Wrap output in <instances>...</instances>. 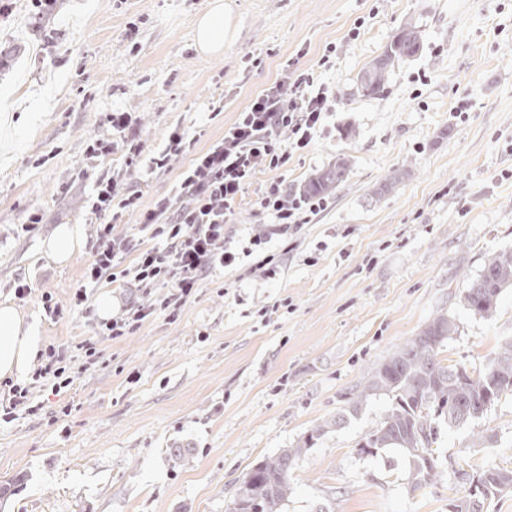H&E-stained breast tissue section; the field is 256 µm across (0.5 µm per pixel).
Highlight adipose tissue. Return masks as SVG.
Returning a JSON list of instances; mask_svg holds the SVG:
<instances>
[{"instance_id":"1","label":"adipose tissue","mask_w":512,"mask_h":512,"mask_svg":"<svg viewBox=\"0 0 512 512\" xmlns=\"http://www.w3.org/2000/svg\"><path fill=\"white\" fill-rule=\"evenodd\" d=\"M238 24L228 0H213L197 21L196 44L206 53L223 52L226 43L236 39ZM41 343L33 323L13 303L0 302V379L22 376Z\"/></svg>"}]
</instances>
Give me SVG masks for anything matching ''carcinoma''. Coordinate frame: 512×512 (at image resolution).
I'll return each instance as SVG.
<instances>
[{
	"label": "carcinoma",
	"mask_w": 512,
	"mask_h": 512,
	"mask_svg": "<svg viewBox=\"0 0 512 512\" xmlns=\"http://www.w3.org/2000/svg\"><path fill=\"white\" fill-rule=\"evenodd\" d=\"M422 35L407 24L384 50L367 64L357 78V91L372 99L385 90L396 65L418 54ZM350 162L339 158L313 175L303 191L328 195L343 183ZM512 288V250L492 254L463 294V304L473 315L490 317L502 294ZM456 319L445 313L429 320L420 332L373 369L363 386L352 393L349 409L332 422L312 428L294 446L265 457L251 466L238 484L231 512H282L292 493L291 473L297 462L314 447L326 429L361 410L369 398L385 395L390 406L381 426L369 433L360 447L374 452L397 450L407 460V489L411 492L437 481V457L432 445L440 428L463 427L488 411L485 401L512 393V338L505 340L494 361L479 372L438 359L448 340L458 333ZM463 373H458V370ZM490 488V498L467 495L455 504L456 512H483L490 499L512 493V470L488 469L470 480Z\"/></svg>",
	"instance_id": "1"
}]
</instances>
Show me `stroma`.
I'll return each instance as SVG.
<instances>
[{
	"label": "stroma",
	"instance_id": "35a3bbf8",
	"mask_svg": "<svg viewBox=\"0 0 512 512\" xmlns=\"http://www.w3.org/2000/svg\"><path fill=\"white\" fill-rule=\"evenodd\" d=\"M230 2L240 33L220 56L195 45L211 0H55L42 16L30 0H12L0 14V114L19 117L0 159V302L30 314L44 344L65 346L79 370L61 393L34 388L37 414L0 425V484L16 483L0 512H229L254 463L325 422L292 473L284 512H452L468 493L459 471L512 470L510 393L483 418L443 431L440 476L413 493L401 454L358 453L387 397L335 423L350 392L437 314L459 324L442 358L472 371L512 337V290L486 318L461 302L486 259L512 249V0ZM408 23L422 32L421 52L394 68L382 96L358 97L360 70ZM330 43L326 132L286 170L246 185L226 246L242 251L263 231L255 202L267 183L280 177L299 193L345 156L350 170L331 207L288 240L271 238L285 254L275 276L240 260L204 279L176 322L160 315L98 340L101 356L88 364L79 345L95 338L93 304L59 319L41 296L64 300L84 283L97 180L140 191L146 208L172 195L191 160L183 154L145 177L124 149L88 155L89 143L112 135L108 113H131L145 152L176 124L199 152L283 77L288 58L308 68ZM399 171L393 191L374 197ZM35 211L42 222L27 229ZM63 224L83 225L86 243L61 266L43 244ZM20 280L33 285L22 299ZM487 434L493 447H478Z\"/></svg>",
	"mask_w": 512,
	"mask_h": 512
}]
</instances>
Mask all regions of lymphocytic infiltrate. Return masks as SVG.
<instances>
[{"instance_id":"lymphocytic-infiltrate-1","label":"lymphocytic infiltrate","mask_w":512,"mask_h":512,"mask_svg":"<svg viewBox=\"0 0 512 512\" xmlns=\"http://www.w3.org/2000/svg\"><path fill=\"white\" fill-rule=\"evenodd\" d=\"M335 53V47H327L316 68L253 95L223 137L194 154L174 195L153 207L140 208L137 194L118 195L112 180L98 181L92 210L100 224L97 248L84 269L85 285L65 302L44 294L45 312L57 317L64 309L81 307L88 300L87 285L107 279L124 281L135 293L120 313L99 323L98 336L120 339L156 315L176 321L201 280L235 264L236 254L224 246V232L245 185L256 173L284 169L293 154L307 152L325 132L332 95L321 74L331 69ZM330 205L325 196L289 195L279 180L267 184L256 201L279 235L297 233ZM130 210L137 212L152 247L136 248L116 233L115 221ZM129 253L134 259L128 264L124 257ZM33 378L55 391L69 387L75 373L64 348L51 346L42 352Z\"/></svg>"}]
</instances>
